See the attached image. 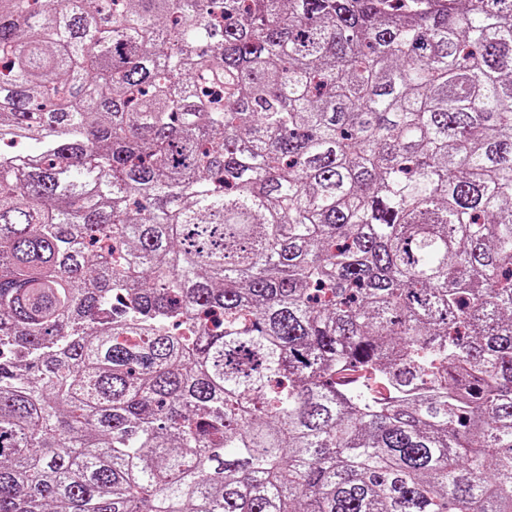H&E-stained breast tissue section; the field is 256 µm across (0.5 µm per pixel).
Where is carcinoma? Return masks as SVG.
I'll return each instance as SVG.
<instances>
[{"mask_svg": "<svg viewBox=\"0 0 512 512\" xmlns=\"http://www.w3.org/2000/svg\"><path fill=\"white\" fill-rule=\"evenodd\" d=\"M0 512H512V0H0Z\"/></svg>", "mask_w": 512, "mask_h": 512, "instance_id": "cac0c4a2", "label": "carcinoma"}]
</instances>
